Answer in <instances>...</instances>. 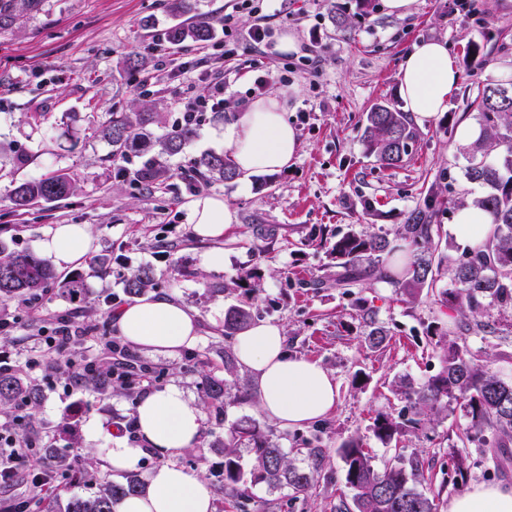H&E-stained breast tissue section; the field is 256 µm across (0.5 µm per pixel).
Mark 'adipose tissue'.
Wrapping results in <instances>:
<instances>
[{
	"mask_svg": "<svg viewBox=\"0 0 512 512\" xmlns=\"http://www.w3.org/2000/svg\"><path fill=\"white\" fill-rule=\"evenodd\" d=\"M459 73L447 47L430 40L414 45L400 70V94L417 123H424L448 108L458 87ZM224 148L241 179L257 172H277L296 157L299 137L288 123L277 95L253 101L224 123ZM188 221L196 235L216 243L234 224L233 210L220 197H206L188 206ZM492 228L488 213L469 207L456 210L448 233L458 243L474 245ZM93 240L86 225L59 224L39 242L43 255L62 269L80 263ZM118 335L132 345L175 354L192 345L201 330L198 314L180 300L148 295L119 308L112 317ZM239 364L251 374L262 412L280 426L293 428L326 417L335 407L337 386L333 376L310 360L292 354L281 326L257 322L235 338ZM204 422L202 411L184 391L171 386L147 394L135 413L142 446L124 444L112 449L113 475L136 466L143 447L161 453L165 461L147 473L144 489L124 497L113 512H213L210 488L199 474L178 462L195 447ZM446 512H512V488L477 485L449 500Z\"/></svg>",
	"mask_w": 512,
	"mask_h": 512,
	"instance_id": "obj_1",
	"label": "adipose tissue"
}]
</instances>
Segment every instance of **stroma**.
Masks as SVG:
<instances>
[{"label":"stroma","mask_w":512,"mask_h":512,"mask_svg":"<svg viewBox=\"0 0 512 512\" xmlns=\"http://www.w3.org/2000/svg\"><path fill=\"white\" fill-rule=\"evenodd\" d=\"M484 16L463 8L460 0H415L404 18L389 15L384 0L366 9L362 0H336L331 21L324 0H271L263 14L241 13L242 39L215 30L203 46H172L165 34L172 19L165 0H42L39 9L20 16L0 31V148L9 161L0 170V241L20 254H35L36 244L58 224L87 225L93 246L78 275L87 300L79 305L51 286L37 299L0 302L13 328L0 336V361L23 364L36 339L54 335L61 317H70L82 345L80 356L105 362V337L114 335L111 312L129 303L123 277L130 268L155 269L157 293L171 295L202 318L198 341L169 355L133 348L155 369L154 388L180 387L205 414L201 442L185 451L180 464L199 473L213 492L214 512H224V433L241 416L255 419L274 434L288 459L315 467L316 483L296 497L288 488L259 483L249 488L245 512H339L343 488L340 444L362 437L376 464L395 453L417 456L423 490L447 504L455 495L448 483L455 432L465 427L462 412L448 414L426 433L410 434L383 445L372 434L378 413L405 405L395 384L419 383L436 374L440 347L430 329L441 326L451 340H464L482 354L489 369L512 377V318L490 310L491 332L461 336L462 317L421 297L402 301L392 284L368 278L354 288H315L312 280L333 273L330 249L349 231L389 234L408 212L436 194L434 219L440 229L453 221L448 200L480 192L463 167L465 145L457 138L461 120H476L473 106L490 81H512V0H483ZM263 25L273 43L292 34L294 57L274 54L245 39ZM439 40L460 73V82L443 114L417 127L412 151L395 167H383L367 155L361 138L365 116L376 104L404 107L399 68L415 43ZM479 48L489 64L473 68L468 54ZM223 64H216V55ZM131 57L140 69L126 65ZM266 77L264 93L284 92L286 118L299 135L298 153L288 169L260 173L248 181L211 182L193 188L186 170L194 157L224 151V119L242 111L257 77ZM226 83L223 112L205 113L196 135L176 156L151 149L130 154L122 166L112 163L111 148L95 130L110 112L137 99L154 102L159 121L154 136L171 132L185 99L207 96L214 78ZM42 120H33V113ZM169 171L152 190L132 179L150 159ZM65 168L78 189L70 198L28 212L10 211L8 195L16 182ZM220 196L236 212L237 222L220 246L224 265L204 270L201 256L213 244L196 236L187 217L191 200ZM249 305L254 321L281 325L289 350L329 371L338 399L325 418L284 429L256 401L235 404L220 413L206 407L204 373L224 374V358L233 340L224 334V315ZM367 305L388 338L370 348L362 338L360 305ZM42 392L35 419L24 428L39 445L50 444L77 457L92 456L109 472L111 448L124 441L121 429L134 422L141 390L100 399L71 388L55 372H27ZM71 429H61L62 420ZM321 449L319 463L302 455L303 443Z\"/></svg>","instance_id":"stroma-1"}]
</instances>
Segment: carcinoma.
<instances>
[{"label":"carcinoma","mask_w":512,"mask_h":512,"mask_svg":"<svg viewBox=\"0 0 512 512\" xmlns=\"http://www.w3.org/2000/svg\"><path fill=\"white\" fill-rule=\"evenodd\" d=\"M41 0H0V30L10 27L18 15L38 8ZM213 36L207 19L187 25L179 23L166 32V40L178 45L186 41L206 42ZM478 112L480 136L466 151L465 177L481 188L469 201L453 203V207H471L493 216V231L483 243L465 246L452 262L438 252L432 217L435 201L427 200L410 211L398 225L394 237L349 231L336 237L331 256L335 259L336 287L352 288L367 277L386 279L383 257L403 248L413 260L404 276L395 281L397 293L414 302L426 293L441 306L457 310L464 318L465 334L487 332L488 324L479 320L488 310L501 313L512 310V84L488 82L474 100ZM153 113L147 104H135L128 111L113 112L102 125V137L112 145V162L124 160L129 153L150 145H159L161 155L179 154L194 136L195 127L182 126L162 139H155L148 126ZM416 139L408 113L388 105L377 104L366 114L362 140L368 155L383 167L403 162ZM194 171L206 181H232L238 177L227 154H205L193 160ZM75 178L65 169L53 170L39 178L18 183L9 196L18 211L44 202L52 203L72 196ZM450 272L452 287H437L442 270ZM56 279L54 271L32 255L15 254L0 245V298L9 299L44 292ZM156 286V275L150 267L131 271L124 280L127 294L137 296ZM64 295L82 297L86 283L80 276L62 282ZM252 320L246 305L230 309L224 317V335L236 336ZM363 323L368 331L364 340L372 348L382 346L387 331L375 325L371 310H363ZM119 361H107L98 378L86 388L99 396L112 385L113 367L120 369L119 379L130 385L132 380L150 372L132 353L116 349ZM206 396L213 404L226 407L247 402L248 392L239 386L231 359L224 362V378H206ZM396 393L409 409L408 416L389 412L378 414L373 422L377 439L389 444L439 421L442 416L460 410L468 418L465 429L456 434L459 441L485 449L497 467L512 460V381L490 371L480 354L466 344L452 341L442 349L441 369L424 382L404 380ZM29 407V417L40 404L39 390L15 372L0 370V409L7 411L19 401ZM245 447L255 464L244 471L235 449ZM344 463V485L351 492L353 512H439L435 498L419 491L416 484L422 475L418 458L395 454L379 467L364 447L363 439L352 437L338 448ZM316 467L304 469L287 460L274 435L263 432L252 418H242L227 430L224 441V488L228 505L240 509L249 499L248 485L265 483L271 487L286 486L293 495L307 492L314 483ZM80 473L98 486L95 494L71 496L58 504V512H112L114 501L137 492L138 480L128 476L114 482L97 470L76 469L70 458L56 455V474L67 480ZM448 478L456 490L469 482L466 460L453 456Z\"/></svg>","instance_id":"cac0c4a2"}]
</instances>
